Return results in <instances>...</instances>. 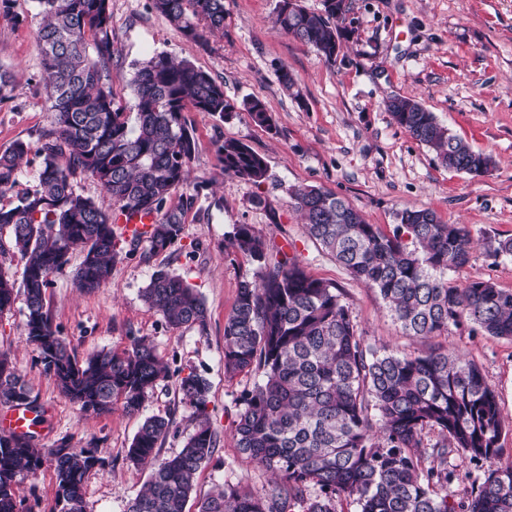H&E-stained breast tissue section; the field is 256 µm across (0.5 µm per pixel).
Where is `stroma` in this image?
<instances>
[{"mask_svg":"<svg viewBox=\"0 0 512 512\" xmlns=\"http://www.w3.org/2000/svg\"><path fill=\"white\" fill-rule=\"evenodd\" d=\"M276 5L277 0H224L223 34L196 42L151 10L148 0H112L118 101L133 107L129 82L137 64L165 54L209 72L237 110L225 119L191 108L184 113L197 150L188 183L167 205L178 207L191 194L196 200L172 248L148 264L138 254L121 255L109 284L91 293L73 284L71 270L81 262L80 252H73L70 271L53 276L47 290L53 325L78 357L120 353L137 339L154 346L168 376L138 413L117 404L107 415L82 414L44 374L27 343L23 302L0 314V352L10 356L44 417L37 446L64 439L75 448L95 449L101 460L86 479L85 512H126L143 488L149 471L133 466L126 450L145 418L159 415L171 422L158 459L181 450L196 414L179 382L192 372L211 385L207 414L217 435L214 455L197 474L195 498L227 482L256 491L269 481L261 466L238 452L235 439L242 396L259 376L224 372V321L240 281L255 273L252 263L224 249L238 224L255 226L270 246L297 255L309 274L341 288L365 344L399 352L437 344L476 363L499 395L508 423L502 460L512 462V339L466 326L434 341L406 336L376 290L308 237L289 197L292 187H319L387 230L402 210L432 209L447 223L467 225L476 241L454 281L481 278L512 289V261H492L482 244L490 236L512 237V0H349L345 24L351 35L332 62L275 27ZM15 11L19 21L0 17V69L14 83L11 99L0 103V152L19 140L37 143L54 127L38 84V2L17 0ZM283 67L297 78L300 97L280 84ZM391 95L418 100L473 150L491 155L494 168L476 177L444 168L386 111ZM247 97L265 103L271 128L254 124L241 110ZM219 139L243 142L264 156L267 179L224 174L214 146ZM158 266L197 288L208 310L206 332L171 329L143 301L142 290Z\"/></svg>","mask_w":512,"mask_h":512,"instance_id":"obj_1","label":"stroma"}]
</instances>
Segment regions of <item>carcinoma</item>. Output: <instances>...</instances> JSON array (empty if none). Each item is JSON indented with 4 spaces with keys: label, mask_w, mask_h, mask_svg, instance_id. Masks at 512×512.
I'll return each mask as SVG.
<instances>
[{
    "label": "carcinoma",
    "mask_w": 512,
    "mask_h": 512,
    "mask_svg": "<svg viewBox=\"0 0 512 512\" xmlns=\"http://www.w3.org/2000/svg\"><path fill=\"white\" fill-rule=\"evenodd\" d=\"M43 22L42 87L55 128L36 145L18 141L0 154V234L8 232L23 261L26 340L38 351L43 372L80 411L102 415L121 403L140 410L166 370L143 339L122 353L76 356L46 309L51 276L61 273L74 250L82 261L77 286L105 285L119 257L116 219L145 211L155 222L130 241L148 264L181 238L186 198L166 207L188 180L196 140L183 112L192 107L227 118L234 111L224 87L187 61L155 55L136 70L130 88L135 113L125 111L112 87L111 0H38ZM152 8L193 40L224 29V0H151ZM346 0H324V13L290 8L278 0L274 24L336 57L346 32ZM243 109L272 127L265 105L246 99ZM385 107L395 122L436 154L450 171L481 176L491 156L451 134L420 102L392 96ZM225 174L266 179L265 159L236 140L216 143ZM37 161L36 185L3 197L18 184L22 163ZM85 175L112 199L113 214L78 194ZM308 236L354 278L379 293L403 332L415 338L445 336L466 324L489 336L512 338V290L490 280L452 283L470 261L474 239L463 224H447L429 209L403 210L389 230L368 223L348 201L315 186L289 191ZM487 256L512 259V238H487ZM230 248L256 264L240 282L224 322V370L257 371L261 380L243 397L235 423L236 446L272 474L261 490L230 483L200 501L199 512H336L348 500L355 512H512V463L502 464L505 420L496 390L473 362L440 348L417 354L365 345L341 289L309 275L296 256L271 252L251 224H238ZM144 301L172 329L207 327L197 290L164 268L153 271ZM17 298L14 282L0 272V314ZM182 399L196 413L183 448L154 463L170 420L146 418L127 449L136 466L151 465L143 491L127 512H185L198 471L215 452L217 436L206 415L209 381L194 372L181 378ZM35 399L9 357L0 353V405H32ZM438 438L424 443L426 431ZM483 462L461 503L448 499L455 478L452 459ZM50 462L56 476L58 512H84V482L100 464L90 448L65 441L39 448L34 438L0 433V512H35L21 490L22 476ZM319 493L311 495L310 490Z\"/></svg>",
    "instance_id": "1"
}]
</instances>
